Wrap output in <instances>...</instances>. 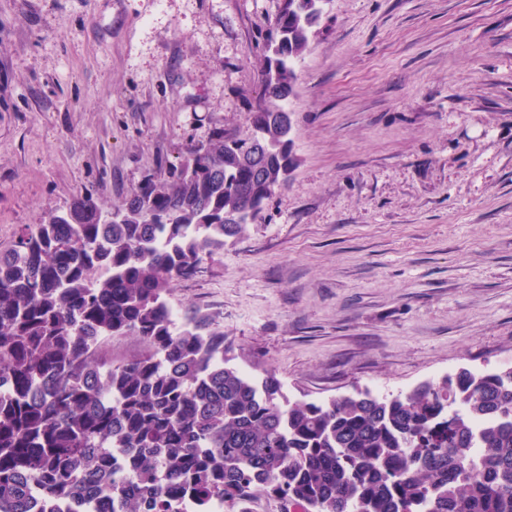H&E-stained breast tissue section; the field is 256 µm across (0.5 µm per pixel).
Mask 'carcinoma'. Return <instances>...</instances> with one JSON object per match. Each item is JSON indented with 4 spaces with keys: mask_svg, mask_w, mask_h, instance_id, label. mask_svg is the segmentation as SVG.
Masks as SVG:
<instances>
[{
    "mask_svg": "<svg viewBox=\"0 0 512 512\" xmlns=\"http://www.w3.org/2000/svg\"><path fill=\"white\" fill-rule=\"evenodd\" d=\"M329 0H282L261 33V91L117 208L78 192L0 252V512L36 480L107 512H178L179 495L252 512H512V366L408 391L282 402L224 358V332L168 296L244 233L295 165L296 64ZM136 336L146 351L105 350Z\"/></svg>",
    "mask_w": 512,
    "mask_h": 512,
    "instance_id": "1",
    "label": "carcinoma"
}]
</instances>
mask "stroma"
<instances>
[{"instance_id":"1","label":"stroma","mask_w":512,"mask_h":512,"mask_svg":"<svg viewBox=\"0 0 512 512\" xmlns=\"http://www.w3.org/2000/svg\"><path fill=\"white\" fill-rule=\"evenodd\" d=\"M282 0H0V251L246 128ZM287 185L168 301L289 401L512 366V0H331Z\"/></svg>"}]
</instances>
